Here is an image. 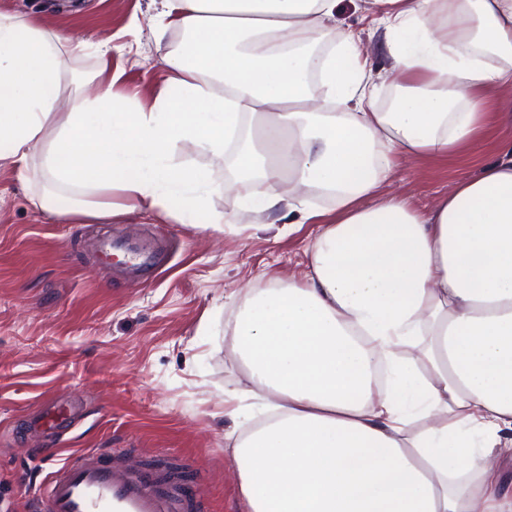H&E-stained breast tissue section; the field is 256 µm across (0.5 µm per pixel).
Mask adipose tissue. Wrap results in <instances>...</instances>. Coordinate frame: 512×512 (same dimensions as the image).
<instances>
[{
    "mask_svg": "<svg viewBox=\"0 0 512 512\" xmlns=\"http://www.w3.org/2000/svg\"><path fill=\"white\" fill-rule=\"evenodd\" d=\"M338 2L164 0L156 39L190 43L128 112L110 57L75 79L84 40L0 11V169L82 189L61 220L111 218L115 189L181 218L210 173L176 154L221 160L241 115L259 119L237 156L246 210L323 228L304 274L247 293L230 324L247 383L224 401L265 415L224 434L245 512H512V103L484 106L512 87V0H372L400 81L389 112ZM492 119L496 158L428 214L380 198L397 157L461 159Z\"/></svg>",
    "mask_w": 512,
    "mask_h": 512,
    "instance_id": "ef3b65f1",
    "label": "adipose tissue"
}]
</instances>
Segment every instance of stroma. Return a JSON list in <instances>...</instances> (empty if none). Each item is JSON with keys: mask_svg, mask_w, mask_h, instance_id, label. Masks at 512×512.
I'll return each instance as SVG.
<instances>
[{"mask_svg": "<svg viewBox=\"0 0 512 512\" xmlns=\"http://www.w3.org/2000/svg\"><path fill=\"white\" fill-rule=\"evenodd\" d=\"M0 9L36 15L85 40L70 64L78 75L94 72L101 48L115 45L116 90L126 105H150L168 78L161 59L176 43L153 35L160 0H0ZM372 19L371 0H342L336 29L360 34L382 108L395 81L370 36ZM499 135L489 127L480 147L455 162L397 158L387 185L429 213L458 175L493 158ZM182 158L211 171L206 212L241 213L250 187L237 178L234 144L220 165L195 151ZM39 190L0 173V512H38L35 490L58 454L86 448L128 449L134 465L166 486L202 490L207 512H231L236 485L224 433L233 422L224 390L246 376L225 325L247 289L301 273L318 225L258 224L241 214L217 231L204 228L206 213L178 220L127 208L118 190L111 219L62 222L53 211L75 190L57 191L47 211L32 202ZM105 237L157 240L164 257L142 278L126 279L97 258L93 245ZM46 396L79 418L41 441L30 424Z\"/></svg>", "mask_w": 512, "mask_h": 512, "instance_id": "obj_1", "label": "stroma"}]
</instances>
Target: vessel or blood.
Here are the masks:
<instances>
[{
    "label": "vessel or blood",
    "mask_w": 512,
    "mask_h": 512,
    "mask_svg": "<svg viewBox=\"0 0 512 512\" xmlns=\"http://www.w3.org/2000/svg\"><path fill=\"white\" fill-rule=\"evenodd\" d=\"M67 418L61 405L46 401L38 428L52 433ZM42 512H204L197 488L172 491L152 473L119 457L96 451L69 455L45 478L39 492Z\"/></svg>",
    "instance_id": "obj_1"
}]
</instances>
